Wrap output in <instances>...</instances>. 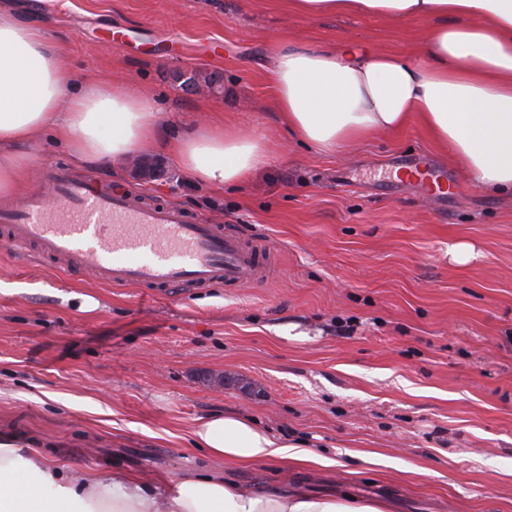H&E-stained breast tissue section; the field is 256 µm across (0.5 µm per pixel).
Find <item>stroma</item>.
<instances>
[{"label": "stroma", "instance_id": "35a3bbf8", "mask_svg": "<svg viewBox=\"0 0 512 512\" xmlns=\"http://www.w3.org/2000/svg\"><path fill=\"white\" fill-rule=\"evenodd\" d=\"M39 21L79 77L152 97L157 140L186 119L237 126L270 160L237 187L78 166L231 227L267 280L202 294L113 288L0 238V437L75 471L348 493L389 512H512V199L470 182L417 125L345 154L285 145L268 75L289 45L419 58L420 20L306 17L284 0H0ZM122 31V44L104 40ZM224 78L220 95L177 74ZM420 153L452 195L395 183ZM478 253L451 262L448 245ZM223 374L224 385L207 383ZM212 414L251 417L315 462L228 466L193 447Z\"/></svg>", "mask_w": 512, "mask_h": 512}]
</instances>
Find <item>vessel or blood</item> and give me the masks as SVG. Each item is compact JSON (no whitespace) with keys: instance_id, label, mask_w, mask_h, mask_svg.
Returning <instances> with one entry per match:
<instances>
[{"instance_id":"vessel-or-blood-1","label":"vessel or blood","mask_w":512,"mask_h":512,"mask_svg":"<svg viewBox=\"0 0 512 512\" xmlns=\"http://www.w3.org/2000/svg\"><path fill=\"white\" fill-rule=\"evenodd\" d=\"M47 177L56 201L32 189L0 208V234L20 247L35 245L42 259L72 271L94 267L115 288L157 292L239 288L265 270L238 234L181 207L112 193L59 165Z\"/></svg>"}]
</instances>
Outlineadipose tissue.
<instances>
[{
	"label": "adipose tissue",
	"instance_id": "1",
	"mask_svg": "<svg viewBox=\"0 0 512 512\" xmlns=\"http://www.w3.org/2000/svg\"><path fill=\"white\" fill-rule=\"evenodd\" d=\"M296 13L373 15L430 23L420 59L377 51L292 46L270 70L280 122L299 142L333 152L419 124L452 153L469 178L512 194V0H286ZM154 102L79 82L45 28L0 9V198L20 189L29 164L23 146L46 133L75 163L110 164L160 146ZM164 146L193 182L213 188L243 181L267 165L259 138L216 123L170 134ZM198 444L229 462L291 457L288 442L237 415L199 419ZM36 474L16 483L19 466ZM386 512L380 501L246 491L216 473L203 479L145 480L121 472L77 480L14 444L0 441V512Z\"/></svg>",
	"mask_w": 512,
	"mask_h": 512
}]
</instances>
